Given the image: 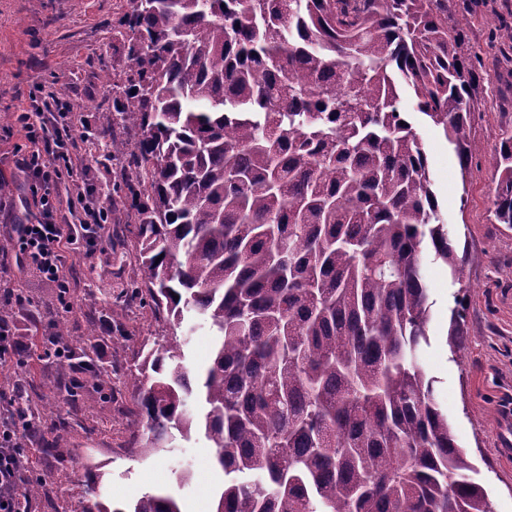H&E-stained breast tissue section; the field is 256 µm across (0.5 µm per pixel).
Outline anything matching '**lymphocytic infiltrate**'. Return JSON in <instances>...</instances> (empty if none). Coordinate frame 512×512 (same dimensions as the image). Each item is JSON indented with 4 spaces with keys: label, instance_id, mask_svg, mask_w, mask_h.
Wrapping results in <instances>:
<instances>
[{
    "label": "lymphocytic infiltrate",
    "instance_id": "obj_1",
    "mask_svg": "<svg viewBox=\"0 0 512 512\" xmlns=\"http://www.w3.org/2000/svg\"><path fill=\"white\" fill-rule=\"evenodd\" d=\"M16 122L30 144L29 151L21 155L16 164L27 180L39 185L38 191L32 192L29 205L40 214L37 223L14 225L18 246L16 259L19 263L33 266L41 277L57 287L68 288L72 286L75 275L66 254L72 250L89 251L103 245V216L110 200L102 197L93 205H86L84 217L78 221L57 217V201L50 197L48 188L57 182L60 167H72L78 159L65 154L60 164L47 162L44 154L49 149L48 138L37 134L32 111L19 113ZM14 399L12 391L0 388V512H28L20 489L29 476V470L19 445L23 432L14 418Z\"/></svg>",
    "mask_w": 512,
    "mask_h": 512
}]
</instances>
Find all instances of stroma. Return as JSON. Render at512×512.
I'll return each instance as SVG.
<instances>
[{
  "label": "stroma",
  "instance_id": "35a3bbf8",
  "mask_svg": "<svg viewBox=\"0 0 512 512\" xmlns=\"http://www.w3.org/2000/svg\"><path fill=\"white\" fill-rule=\"evenodd\" d=\"M127 0H0V177L13 184L11 211L0 213V237L12 224L33 220L27 191L13 160L29 149L18 133L17 114L31 100H51L57 82L70 88L67 97L79 121L62 126L50 112L41 120L48 129L54 153L76 154L79 166L62 169L60 201H67L73 186H87L111 194L120 168L105 157L101 131L112 123V95L102 83L104 71L126 70L127 42L115 31ZM499 12L497 0H482L471 20L470 51L484 61L475 82L472 137L478 146L468 173H461L457 158L442 132L420 117L413 126L428 154L429 171L448 232L458 246L467 248L462 283H455L446 265L425 258L424 266L433 301L428 325L430 344L420 355L427 377L433 378L435 397L448 415L460 447L466 449L491 497L495 512H512V426H503L502 412L512 406V226L497 223L490 211L496 179L491 158L504 132L512 131V91H506L508 67L488 40ZM135 229L130 224H108L107 246L89 256H70L77 286L68 307L54 303L57 289L35 270L11 267L4 277L19 295L14 309L23 332L24 348L18 359L34 376L32 395H39L56 370L53 348L47 342L55 325L68 323L72 338H81L85 289H93L100 304L92 312L98 325L96 362L112 369L113 397L90 402L72 411L66 401L41 409L42 426L50 427V441L63 455H50L38 465V475L51 490L47 512H72L83 484H100L105 498L115 503L146 492L168 490L181 512H214L224 474L213 465L214 451L202 430L190 437L175 436L163 448H135L126 429L125 410L131 392L125 382L136 373L141 345L162 343L176 335L185 353L184 364L195 370L211 359L213 336L198 315L171 329L157 321L148 308L125 303L127 288L144 273L131 247ZM469 287L465 345L458 354L448 347L451 309L460 284ZM54 304L52 314L33 319L35 304ZM124 305L125 317L114 321L111 309Z\"/></svg>",
  "mask_w": 512,
  "mask_h": 512
}]
</instances>
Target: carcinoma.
I'll return each instance as SVG.
<instances>
[{
	"label": "carcinoma",
	"instance_id": "obj_1",
	"mask_svg": "<svg viewBox=\"0 0 512 512\" xmlns=\"http://www.w3.org/2000/svg\"><path fill=\"white\" fill-rule=\"evenodd\" d=\"M475 0H128L127 70L105 73L121 164L111 213L135 225L163 322L205 317L216 343L191 375L178 341L141 353L128 429L147 448L190 434L201 401L224 485L215 512H494L420 365L423 255L462 284L424 144L401 97L440 128L461 172L471 140L464 52ZM490 42L512 62V25ZM492 213L512 225V133L492 158ZM448 343L462 351L463 301ZM88 340L57 364L77 407L112 386ZM36 441L35 412L17 406ZM28 503L46 502L31 477ZM74 512H181L171 494Z\"/></svg>",
	"mask_w": 512,
	"mask_h": 512
}]
</instances>
